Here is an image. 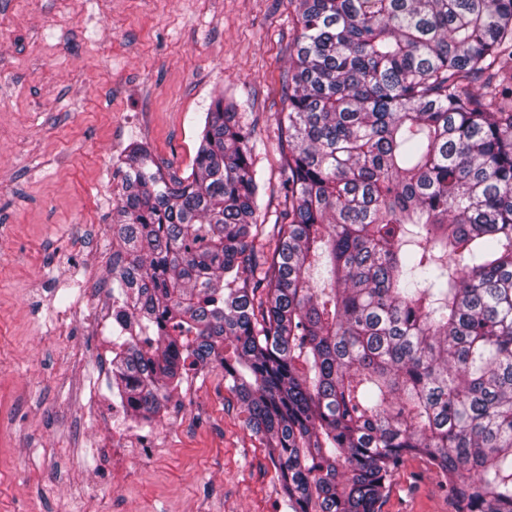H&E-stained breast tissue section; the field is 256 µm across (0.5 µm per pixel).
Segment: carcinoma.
Returning a JSON list of instances; mask_svg holds the SVG:
<instances>
[{
  "mask_svg": "<svg viewBox=\"0 0 512 512\" xmlns=\"http://www.w3.org/2000/svg\"><path fill=\"white\" fill-rule=\"evenodd\" d=\"M290 3L276 223L222 95L188 176L125 149L112 387L149 420L219 365L288 512H380L410 454L512 512V0Z\"/></svg>",
  "mask_w": 512,
  "mask_h": 512,
  "instance_id": "cac0c4a2",
  "label": "carcinoma"
}]
</instances>
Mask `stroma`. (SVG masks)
I'll list each match as a JSON object with an SVG mask.
<instances>
[{
	"label": "stroma",
	"instance_id": "35a3bbf8",
	"mask_svg": "<svg viewBox=\"0 0 512 512\" xmlns=\"http://www.w3.org/2000/svg\"><path fill=\"white\" fill-rule=\"evenodd\" d=\"M293 36L288 0H0V512H286L219 366L185 378L152 425L113 421L99 310L125 148L188 176L218 95L256 125L274 223ZM133 432L153 454L127 457ZM440 481L406 456L382 512H455Z\"/></svg>",
	"mask_w": 512,
	"mask_h": 512
}]
</instances>
